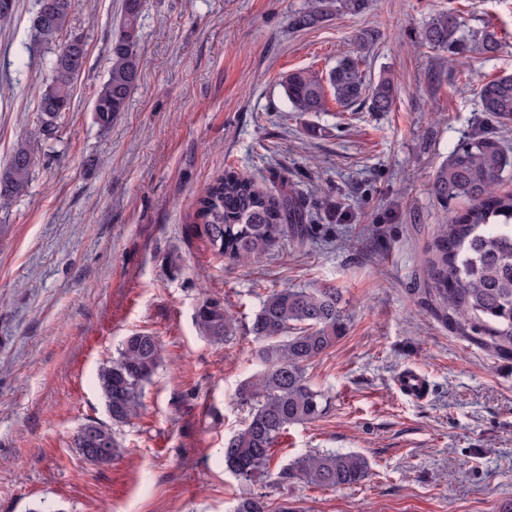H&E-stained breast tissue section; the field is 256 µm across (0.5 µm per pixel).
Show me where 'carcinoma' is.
<instances>
[{
	"label": "carcinoma",
	"instance_id": "1",
	"mask_svg": "<svg viewBox=\"0 0 512 512\" xmlns=\"http://www.w3.org/2000/svg\"><path fill=\"white\" fill-rule=\"evenodd\" d=\"M75 0H38L32 20L35 36L60 38L50 60L52 81L42 92L37 112L42 135L55 133L61 114L70 108L73 80L84 70L86 46H69L68 32ZM367 0H311L294 15L296 28L311 27L337 8L358 14ZM143 0H122L121 16L110 48L108 77L97 89L93 112L97 124L112 125V116L128 107L140 74L139 19ZM430 48L454 56L477 51L488 57L502 47L495 33L465 29L454 11L432 16L422 30ZM292 111H324L326 89L343 108L369 103L371 112H388L397 98L393 81L382 76L366 81L357 54L336 62L326 77L299 70L282 84ZM480 111L500 125L512 123V74L477 86ZM35 146L22 140L0 170V201L8 203L27 192ZM512 170V153L492 132L464 138L438 168L431 192L449 213L427 250L425 272L430 281L433 315L451 323L456 332L497 358L512 357V191L496 186ZM467 202L454 210L453 205ZM192 223L214 253L237 263L258 259L282 240L303 242L310 232L307 211L299 195L273 194L249 175L228 170L217 176L196 199ZM195 322L200 333L214 342L230 339L236 330L234 315L219 302L204 301ZM347 329L342 298L336 289L284 288L266 295L249 327L256 343L252 351L261 371L244 381L240 400L248 409L245 425L224 445L229 471L251 485L265 486L271 478L272 450L288 429L315 422L327 412L328 397L308 377L309 366L336 345ZM160 364V345L148 332L127 337L112 360L97 373L99 390L112 402V424L94 421V431L109 458L121 448L112 426L141 415L145 387ZM368 460L357 453L309 451L284 465L277 483L297 478L316 488L352 487L368 476ZM233 512H270L265 496L241 498Z\"/></svg>",
	"mask_w": 512,
	"mask_h": 512
}]
</instances>
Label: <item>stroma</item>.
Segmentation results:
<instances>
[{
	"label": "stroma",
	"mask_w": 512,
	"mask_h": 512,
	"mask_svg": "<svg viewBox=\"0 0 512 512\" xmlns=\"http://www.w3.org/2000/svg\"><path fill=\"white\" fill-rule=\"evenodd\" d=\"M120 0H75L71 29L87 49L68 112L40 134L37 101L53 45L34 35L37 0L0 25V168L18 141L37 144L25 196L0 204V512H230L254 488L224 464V441L247 416L236 392L257 371L247 326L266 295L333 288L350 321L308 369L330 400L291 427L272 471L309 450L357 452L370 474L325 489L267 487L272 512H494L512 498V360L489 355L425 307V250L446 215L434 174L462 136L492 127L477 85L512 73V0H369L293 26L309 0H145L140 77L125 112L99 126ZM495 31L500 52L464 62L421 42L435 14ZM377 31L358 47L356 35ZM359 52L367 81L391 77V111L357 105L298 115L282 81L326 76ZM305 198L313 232L253 262L216 256L194 202L225 169ZM236 318L234 337L202 336L204 300ZM148 331L163 361L139 418L118 427L107 464L73 446L78 427L108 421L100 366ZM422 370L423 401L395 386Z\"/></svg>",
	"instance_id": "35a3bbf8"
}]
</instances>
